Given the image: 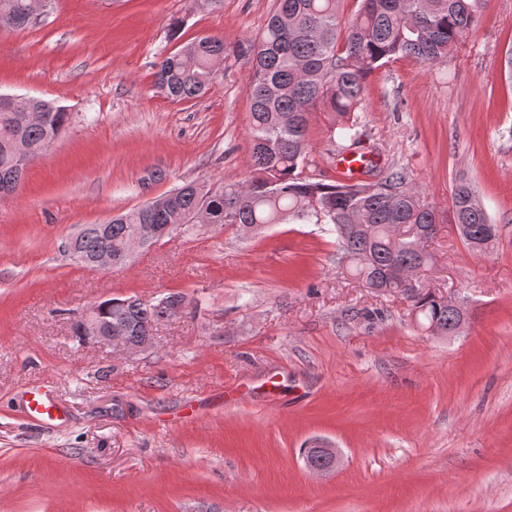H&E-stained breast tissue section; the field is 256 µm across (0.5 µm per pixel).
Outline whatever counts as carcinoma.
Returning <instances> with one entry per match:
<instances>
[{
  "label": "carcinoma",
  "mask_w": 512,
  "mask_h": 512,
  "mask_svg": "<svg viewBox=\"0 0 512 512\" xmlns=\"http://www.w3.org/2000/svg\"><path fill=\"white\" fill-rule=\"evenodd\" d=\"M342 2L273 0L261 34L244 43L253 71L250 177L215 191L187 183L113 217L106 230L85 225L82 265L91 267V259L107 250L121 261L134 228L154 244L162 224H177L185 234L195 224H231L244 234L269 224H325L335 235L337 266L373 291L406 294L423 316V329L448 333L456 312L412 288L411 281L414 271L432 261L427 243L437 235L434 224L467 225L462 239L479 255L496 239L484 233L492 221L471 186L456 185L447 218L399 172L379 181L324 183L302 177L299 169L314 113H330L331 132L342 152L360 154L354 112L361 106L367 76L392 59L409 57L424 65L445 60L480 24L484 0H360L344 25ZM32 4L0 0V30L31 25ZM224 56L222 38L197 39L155 63L154 84L173 101L196 99L210 89ZM69 120L64 107L36 98L18 97L10 111L0 110V178L13 181L12 193L21 191L25 173L16 167L15 141H21L33 163ZM108 303L112 328L123 330L131 342L145 340L146 325L176 317L191 305L179 294L155 300L114 297L100 305Z\"/></svg>",
  "instance_id": "cac0c4a2"
}]
</instances>
